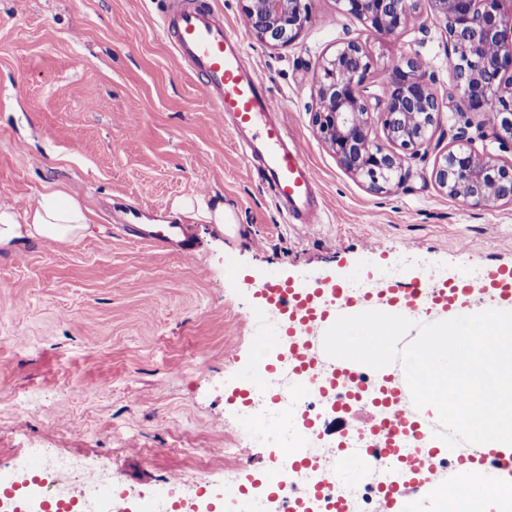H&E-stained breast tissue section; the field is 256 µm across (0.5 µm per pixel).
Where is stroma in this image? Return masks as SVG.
Here are the masks:
<instances>
[{"label": "stroma", "instance_id": "35a3bbf8", "mask_svg": "<svg viewBox=\"0 0 512 512\" xmlns=\"http://www.w3.org/2000/svg\"><path fill=\"white\" fill-rule=\"evenodd\" d=\"M211 3L303 144L327 223H288L244 167L171 52L169 0H0V205L62 188L91 218L75 243L0 248V465L32 458L51 470L67 458L111 485L112 512H160L174 474L187 479L180 512H200L198 478H261L273 449L243 440L238 396L275 327L255 314V280L352 285L372 272L406 284L424 268L442 279L512 268V205L463 203L432 178L462 130L478 153L512 154L481 138L480 114L449 104L448 35L428 4L380 39L340 0H307L298 38L271 47L248 35L239 0ZM346 37L376 59L369 93L383 96L386 66L414 57L443 103L431 145L382 193L344 169L312 122L322 60ZM195 195L233 208L232 229L173 211ZM133 207L189 223L197 258L132 239L122 224Z\"/></svg>", "mask_w": 512, "mask_h": 512}]
</instances>
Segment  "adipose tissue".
I'll list each match as a JSON object with an SVG mask.
<instances>
[{"label": "adipose tissue", "mask_w": 512, "mask_h": 512, "mask_svg": "<svg viewBox=\"0 0 512 512\" xmlns=\"http://www.w3.org/2000/svg\"><path fill=\"white\" fill-rule=\"evenodd\" d=\"M90 224L88 210L64 189L41 194L23 208L0 206V247L25 238L45 237L77 242ZM326 320L311 325L318 346L321 378L346 361L375 360L379 375L389 376L390 387L413 395L412 411L426 417L430 429L448 423L464 425L467 437L453 445L459 455L512 447V303L486 299L476 313L444 310L430 313L436 331L420 337L412 352L394 355L410 313H391L387 301L376 302L373 322L333 305ZM485 336L483 349L472 345ZM472 488L462 499L440 486L433 500L436 512H494L512 504V477L487 483L474 472Z\"/></svg>", "instance_id": "1"}]
</instances>
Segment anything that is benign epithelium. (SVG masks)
Masks as SVG:
<instances>
[{
	"mask_svg": "<svg viewBox=\"0 0 512 512\" xmlns=\"http://www.w3.org/2000/svg\"><path fill=\"white\" fill-rule=\"evenodd\" d=\"M249 33L272 46H286L308 20L305 0H241ZM346 12L374 36H392L404 29L420 0H341ZM506 0H427L445 22L450 69L461 103L479 113L481 136L512 150V16ZM375 61L359 38L336 43L323 59L317 107L312 121L340 164L381 192L409 157L430 145L441 104L426 82L421 63L400 59L387 68L384 98L366 94L365 83ZM379 113L384 137L410 152L386 151L370 140L373 113ZM432 172L448 197L475 205H512V161L480 154L456 137Z\"/></svg>",
	"mask_w": 512,
	"mask_h": 512,
	"instance_id": "obj_1",
	"label": "benign epithelium"
}]
</instances>
